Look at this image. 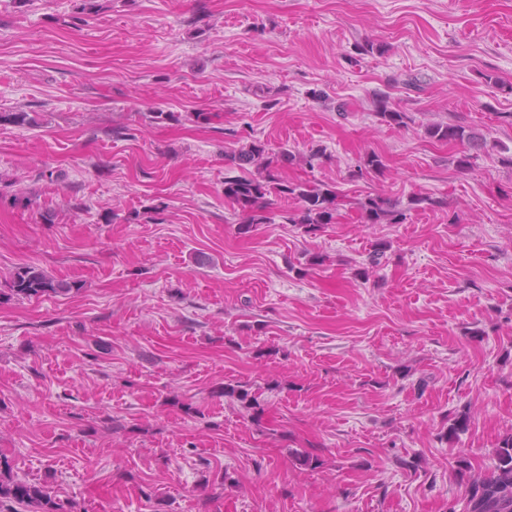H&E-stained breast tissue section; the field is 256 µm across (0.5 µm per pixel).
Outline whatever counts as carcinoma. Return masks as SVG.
<instances>
[{
  "instance_id": "carcinoma-1",
  "label": "carcinoma",
  "mask_w": 512,
  "mask_h": 512,
  "mask_svg": "<svg viewBox=\"0 0 512 512\" xmlns=\"http://www.w3.org/2000/svg\"><path fill=\"white\" fill-rule=\"evenodd\" d=\"M378 115L383 121L398 127L406 126L407 113L400 111L390 98L380 94L376 99ZM429 137L439 141L460 143L464 151L457 158V165L470 168L488 151L489 142L482 133L460 124L433 123L427 126ZM323 151L312 148L300 157L283 152L277 157L267 155L265 146L259 141L224 153V160L250 175L224 178V198L248 213L250 224H270L272 218L262 214L270 202L268 196H292L301 202L299 213L289 218V223L299 224L307 234H313L326 224L336 223L338 194L328 185L317 182H291L275 174L276 167L283 161H298L308 168H314V161L320 159ZM359 209L367 224H400L406 219L397 202L384 195L367 196L359 202ZM73 285L59 281L43 270L23 266L12 276L13 294L23 297L65 294ZM224 395L237 399L253 409V419H260L264 408L257 397L238 386L224 387ZM495 464L489 473L472 477L464 512H512V433L506 435L494 451ZM23 504L31 512H69L66 502L45 485L23 480L9 468L0 469V512H14L13 504Z\"/></svg>"
}]
</instances>
